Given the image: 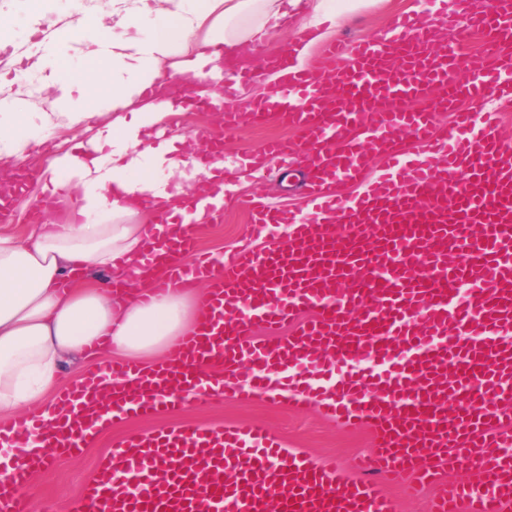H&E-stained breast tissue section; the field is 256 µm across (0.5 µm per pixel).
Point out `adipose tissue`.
Instances as JSON below:
<instances>
[{
    "label": "adipose tissue",
    "mask_w": 512,
    "mask_h": 512,
    "mask_svg": "<svg viewBox=\"0 0 512 512\" xmlns=\"http://www.w3.org/2000/svg\"><path fill=\"white\" fill-rule=\"evenodd\" d=\"M294 3L112 0L111 17L86 14L68 36L39 43L25 55L30 69L45 73L57 91L62 111H19L23 89L0 78V106L6 109L0 116V173L26 168L59 200H80L73 218L33 225L24 235L0 231V421L35 406L45 422H53L51 392L69 360L94 351L96 341L111 357L148 368L195 329L204 301L196 284L145 301L140 290L149 287L150 276L140 287L116 293L104 275L142 263L163 230L136 223L141 193L208 224L205 207L194 204L204 189L186 135L159 138L192 109L173 82L221 80L225 54L263 39ZM202 29L208 35L194 56L180 58L179 46ZM72 37L109 72L111 112L94 105L96 80L67 67ZM73 124L82 125L83 144L55 138L56 129ZM46 141L54 150L48 162L36 150ZM107 208L111 223L96 222L94 213Z\"/></svg>",
    "instance_id": "ef3b65f1"
}]
</instances>
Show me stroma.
Masks as SVG:
<instances>
[{
    "instance_id": "1",
    "label": "stroma",
    "mask_w": 512,
    "mask_h": 512,
    "mask_svg": "<svg viewBox=\"0 0 512 512\" xmlns=\"http://www.w3.org/2000/svg\"><path fill=\"white\" fill-rule=\"evenodd\" d=\"M316 0H299L289 9L288 20L283 23L282 41L278 44H255L237 65L248 68L260 76H267L266 61L279 54L284 44L301 39ZM109 15L112 0H0V18L7 27L0 31V73L16 77L18 84L28 87L30 107L45 112L58 107L57 94L45 82H33L31 72L18 64L17 49L32 46L50 35L66 32L70 23L87 12ZM418 13L425 20L439 16L433 0H369L359 10L337 19L333 39L355 43L387 29L401 15ZM288 128L273 123L263 127L247 128L225 138L221 158L226 169L238 168L244 157L261 151L264 142L273 137H289ZM307 169L303 160H289L279 164L268 162L261 174H247L227 188L232 199L236 196L262 194L278 206L294 213L310 215V205L303 192ZM249 235V222L245 212L233 204L224 206V221L208 225L199 238L202 250L214 257L235 250ZM261 422L275 432L286 448L300 453L308 460L334 471L342 478H363L378 485L381 492L394 501L397 512H428V500L433 490L429 487L412 489L387 481L375 471L357 472L354 468L358 456L369 455L373 448L370 429L364 426H345L327 418L318 405L289 406L276 403L262 395L241 399L235 392L225 393L206 409L184 404L180 409L150 419L132 418L114 424L101 432L83 455L74 459L49 462L32 482L26 497L27 512H69L84 486L91 480L98 461L114 442L136 434L155 432L164 428L204 424L213 427L237 423Z\"/></svg>"
}]
</instances>
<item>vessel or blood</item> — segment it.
<instances>
[{"instance_id":"vessel-or-blood-1","label":"vessel or blood","mask_w":512,"mask_h":512,"mask_svg":"<svg viewBox=\"0 0 512 512\" xmlns=\"http://www.w3.org/2000/svg\"><path fill=\"white\" fill-rule=\"evenodd\" d=\"M446 22L415 17L354 48L335 43L319 63L274 68L260 103L231 94L195 97L220 111L225 133L275 121L292 137L267 142L263 159H303L316 217L256 196L243 201L256 235L289 229L285 245L243 243L217 260L197 252L199 225L141 206L170 233L151 261V290L207 283L198 330L173 359L143 373L116 361L55 397L56 425L39 412L0 424V447L38 438L43 454L0 484V512H24L16 487L47 457L82 454L99 426L174 410L188 398L299 393L326 416L365 425L371 470L437 486L430 512H512V142L486 111L512 87V0L470 5L459 40L481 33L483 51L436 53ZM451 112L447 144L436 116ZM414 137L426 155L406 154ZM387 168L355 199L340 184L363 180L374 149ZM470 477L448 479L446 468ZM72 512H395L364 480H344L287 451L264 424L166 428L114 443Z\"/></svg>"}]
</instances>
